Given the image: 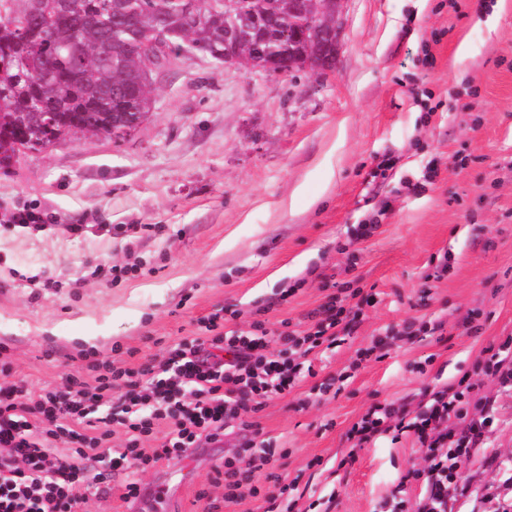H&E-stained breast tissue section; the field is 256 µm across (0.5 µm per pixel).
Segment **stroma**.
<instances>
[{
	"label": "stroma",
	"mask_w": 512,
	"mask_h": 512,
	"mask_svg": "<svg viewBox=\"0 0 512 512\" xmlns=\"http://www.w3.org/2000/svg\"><path fill=\"white\" fill-rule=\"evenodd\" d=\"M341 11L327 73L266 76L197 55L157 77L153 114L126 140L78 134L0 168V360L30 387L91 381L92 360L174 359L220 310L229 331L249 332L260 307L269 330L307 328L325 275L340 296H371L358 330L258 413L274 455L256 465L259 494L222 512H379L418 446L386 434L355 448L352 424L458 380L512 336V0H343ZM388 156V178L372 179ZM431 162L435 181L409 192ZM301 187L308 201L292 202ZM376 195L392 211L359 237ZM24 207L48 223H12ZM99 264L125 273L104 281ZM429 320L442 331L359 360L376 336ZM480 392L496 400L487 444L512 459V392L490 378ZM243 441L230 428L135 471L99 459L109 490L82 512H204ZM130 476L141 494L127 501ZM465 479L463 512L512 502V483L481 458Z\"/></svg>",
	"instance_id": "1"
}]
</instances>
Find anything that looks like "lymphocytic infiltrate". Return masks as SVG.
<instances>
[{"label": "lymphocytic infiltrate", "instance_id": "obj_1", "mask_svg": "<svg viewBox=\"0 0 512 512\" xmlns=\"http://www.w3.org/2000/svg\"><path fill=\"white\" fill-rule=\"evenodd\" d=\"M363 305H344L328 294L315 324L280 332L268 340L264 321L251 334H225L224 318L209 317L206 338L182 344L173 375L156 378L155 369H120L111 362L89 364L93 383L70 378L60 387L32 391L23 384H0V512H76L87 499L76 479L90 462L112 449L111 426L89 418L90 405L117 404L127 436L124 453L143 465H155L195 447L200 439L221 441L232 423L257 414L268 400L289 393L301 370L323 346L353 334L362 322ZM490 377L512 390V337L482 353L469 375L425 387L418 401L390 402L369 410L346 437L360 446L387 432H411L421 453L386 499L387 512H458L467 497L464 474L485 433L495 421V400L480 394L477 380ZM168 431L160 448L142 443L156 425ZM74 446L70 460L54 453L55 441ZM266 441H249L240 456L223 465L224 500L256 496L253 472L242 460L269 454ZM420 491L409 499L407 487ZM223 500V501H224Z\"/></svg>", "mask_w": 512, "mask_h": 512}]
</instances>
